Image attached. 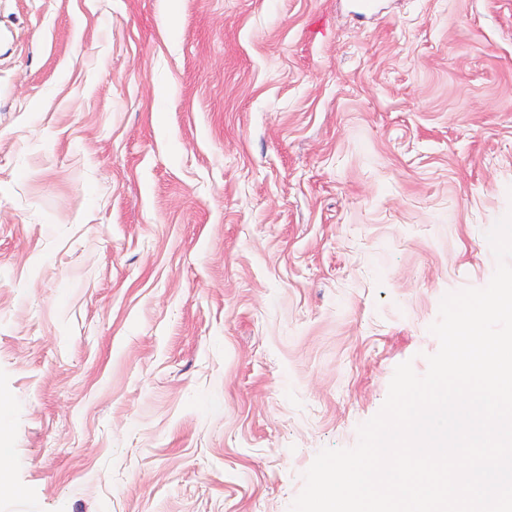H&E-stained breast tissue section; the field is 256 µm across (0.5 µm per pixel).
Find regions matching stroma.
<instances>
[{
    "label": "stroma",
    "mask_w": 512,
    "mask_h": 512,
    "mask_svg": "<svg viewBox=\"0 0 512 512\" xmlns=\"http://www.w3.org/2000/svg\"><path fill=\"white\" fill-rule=\"evenodd\" d=\"M511 210L512 0H0V512H289Z\"/></svg>",
    "instance_id": "stroma-1"
}]
</instances>
